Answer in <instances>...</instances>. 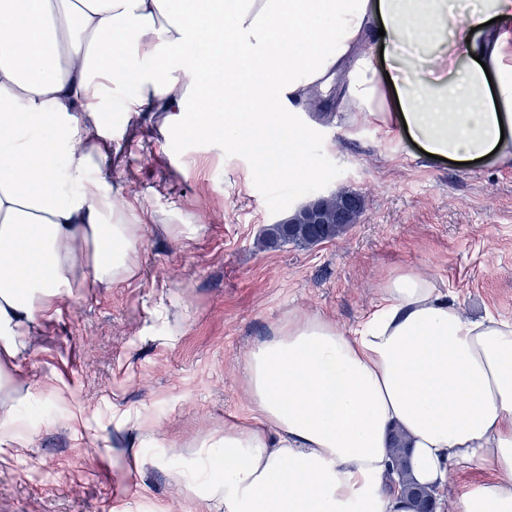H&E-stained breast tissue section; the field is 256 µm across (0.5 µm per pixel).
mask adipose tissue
<instances>
[{
	"label": "adipose tissue",
	"mask_w": 512,
	"mask_h": 512,
	"mask_svg": "<svg viewBox=\"0 0 512 512\" xmlns=\"http://www.w3.org/2000/svg\"><path fill=\"white\" fill-rule=\"evenodd\" d=\"M383 40L394 53L367 49ZM151 60L133 69L129 60ZM193 138L250 131L300 160L286 99L338 87L360 119L454 162H512V0H0V353L63 294L135 273L144 218L99 170L112 93ZM248 418L184 488L195 512H411L390 448L457 512H512V324L411 271L351 331L292 316L243 365ZM493 476L492 472L486 468L474 466L457 470L451 479L450 485L441 492L438 497L444 506L443 512H454V503L458 491L464 486L482 479H489ZM446 509V510H445Z\"/></svg>",
	"instance_id": "obj_1"
}]
</instances>
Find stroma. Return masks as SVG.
<instances>
[{"instance_id":"obj_1","label":"stroma","mask_w":512,"mask_h":512,"mask_svg":"<svg viewBox=\"0 0 512 512\" xmlns=\"http://www.w3.org/2000/svg\"><path fill=\"white\" fill-rule=\"evenodd\" d=\"M112 98L113 183L150 224L130 282L74 289L5 363L18 393L0 453V512H191L176 471L248 411L242 365L288 316L354 329L403 271L456 294L466 315L512 323V166L428 158L353 121L336 97L294 105L302 158L260 161L222 138L162 129ZM364 199L356 224L310 247L258 245L317 195ZM164 224H196L189 239ZM30 399H22V392Z\"/></svg>"}]
</instances>
